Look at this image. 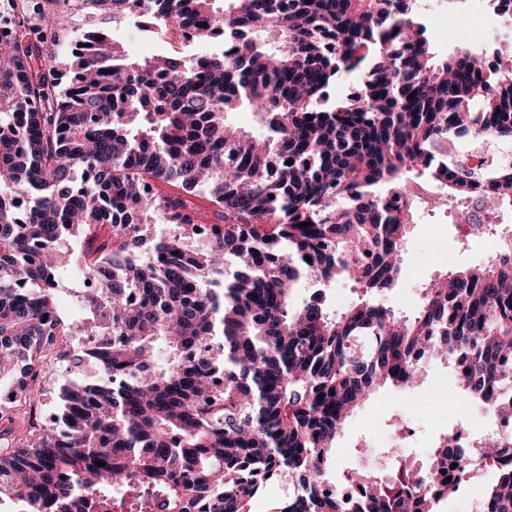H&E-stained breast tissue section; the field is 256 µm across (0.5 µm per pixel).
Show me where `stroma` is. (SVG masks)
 <instances>
[{
  "mask_svg": "<svg viewBox=\"0 0 512 512\" xmlns=\"http://www.w3.org/2000/svg\"><path fill=\"white\" fill-rule=\"evenodd\" d=\"M428 34L437 57L443 58L464 48L476 54L494 50L502 58L512 57V30L486 25L484 20L461 21L453 26H429ZM456 202L446 201L437 207L418 208L414 222L402 244L403 277L397 288L383 298L385 306L404 316L414 315L421 304L422 290L430 279L457 268L477 266L489 261L497 252L496 240L512 226V209L502 208L498 225L480 239L462 240L455 232ZM442 232L441 243L431 238L432 227ZM45 396L40 415H23L17 424L21 432L30 426L43 425L45 418L59 412V391L75 372L68 361L57 354L47 355L42 364ZM455 377L452 363L439 362L423 377L420 385L403 389L382 388L347 421L336 438L335 448L325 472L332 484H342L347 473L359 470L382 474L389 469L393 447L402 453L426 461L439 431L454 430V407H434L430 400L434 390L447 389Z\"/></svg>",
  "mask_w": 512,
  "mask_h": 512,
  "instance_id": "1",
  "label": "stroma"
}]
</instances>
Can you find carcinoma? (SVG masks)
<instances>
[{
  "mask_svg": "<svg viewBox=\"0 0 512 512\" xmlns=\"http://www.w3.org/2000/svg\"><path fill=\"white\" fill-rule=\"evenodd\" d=\"M67 2L0 3L17 19L0 35V391L39 405L42 360L76 327L100 340L61 356L99 375L63 385L55 421L18 440L0 409V502L254 512L286 482L269 512H434L461 493L471 458L448 469L445 438L390 484L351 472L349 501L321 477L356 410L427 359L454 364L448 403L512 416L511 250L431 280L411 317L379 302L416 207L443 201L409 179L481 197L487 220L512 205V75L464 48L435 59L417 0H78L102 18L73 37ZM109 20L231 52L132 56ZM350 74L361 86L334 96ZM241 108L259 134L228 122ZM197 193L221 219L205 239L183 199ZM68 236L87 238L74 287L91 284L71 321L56 303ZM341 277L358 292L341 316L319 291L294 302ZM481 457L483 512H512V436Z\"/></svg>",
  "mask_w": 512,
  "mask_h": 512,
  "instance_id": "carcinoma-1",
  "label": "carcinoma"
}]
</instances>
